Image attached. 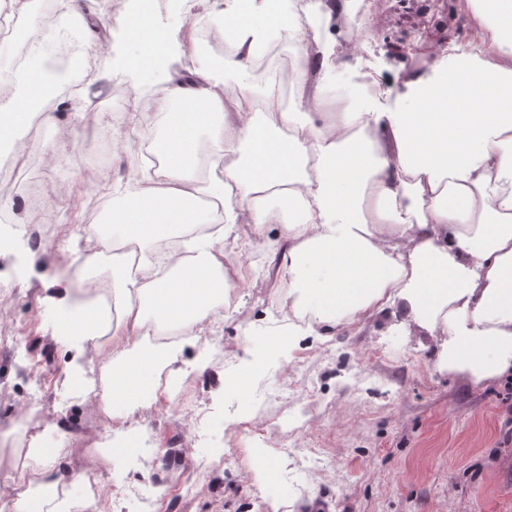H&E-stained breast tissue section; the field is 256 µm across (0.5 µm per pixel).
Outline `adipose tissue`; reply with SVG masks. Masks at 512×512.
<instances>
[{
    "label": "adipose tissue",
    "mask_w": 512,
    "mask_h": 512,
    "mask_svg": "<svg viewBox=\"0 0 512 512\" xmlns=\"http://www.w3.org/2000/svg\"><path fill=\"white\" fill-rule=\"evenodd\" d=\"M300 2L302 18L291 22L273 0H221L214 24L230 50L217 65L181 66L170 29L118 48L154 93L160 121L141 139L165 161L130 178L86 232L84 269L61 273L68 287L52 333L80 358L110 334L102 372L113 418L150 412L163 377L178 372V349L143 338L145 312L183 324L186 335L201 331L228 282L224 243L243 226L261 236L279 225L275 253L295 318L328 330L386 315L422 329L439 371L479 381L512 372V0H467L482 49L444 52L404 74L402 101L388 111L353 85L344 109L329 96L327 68L351 69L356 53L330 30L349 0ZM274 38L298 50L289 105L249 79ZM228 73L240 80L231 99ZM36 86L27 76L19 99L0 101L1 140L34 117ZM203 146L221 173L198 180ZM178 232V247L158 254ZM130 240L142 248L136 275L116 255ZM102 259L104 286L123 307L107 332L84 288ZM28 455L36 480L16 512L66 476L63 449Z\"/></svg>",
    "instance_id": "obj_1"
}]
</instances>
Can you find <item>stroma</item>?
<instances>
[{"label":"stroma","mask_w":512,"mask_h":512,"mask_svg":"<svg viewBox=\"0 0 512 512\" xmlns=\"http://www.w3.org/2000/svg\"><path fill=\"white\" fill-rule=\"evenodd\" d=\"M93 25L74 37L89 60V79L79 91L64 90L49 102L50 123L21 128L16 143L30 147L31 175L50 193H64L69 207L52 217L54 242L32 246L30 225L41 218L15 202L0 220V299L8 298L9 322L25 329L28 351H14L0 339V483L17 484L30 472L24 431H9L29 387L30 357L47 358L53 369L40 410L66 415L75 431L68 443L70 470L87 464L92 449L106 457L100 480L159 488L195 486L192 497L161 503L156 512H512V446H504L505 422L512 418V393L505 380L476 382L437 372L415 338L390 317L355 326L337 325L330 339L304 334L279 343L290 314L288 282L270 264V242L241 227L240 244L226 243L224 269L233 278L234 300L224 307L219 333L224 364L204 356L205 337L181 342L177 377L169 382L177 398L184 378L197 375L186 398L199 408L189 416L159 408L146 421L126 426L128 438L143 437L144 458L122 454L112 427L101 420L93 396L101 355L74 364L70 346L55 342L53 306L45 299L52 275L64 261H77L71 241L79 226L105 205V188H123L134 166L116 153L112 171L96 174L89 158L74 154L93 95L120 89L136 94L138 72L120 62L111 44L126 36L137 10L169 27H179L181 62L198 58L197 34L211 27L214 0H198L184 12L179 0H77ZM340 39H354L370 65L369 76L334 72L333 85L359 83L379 101L394 105L404 93L405 72L426 70L442 47L474 46L481 29L465 0H352L350 15L332 26ZM271 341L262 355L250 339ZM290 377L292 391L274 405L264 396L274 377ZM240 385L241 395L226 387ZM305 424L301 432L268 429L265 451L269 482L261 492L249 472L256 447L241 432L253 413L273 419L277 412ZM495 479H487L489 471Z\"/></svg>","instance_id":"obj_1"}]
</instances>
